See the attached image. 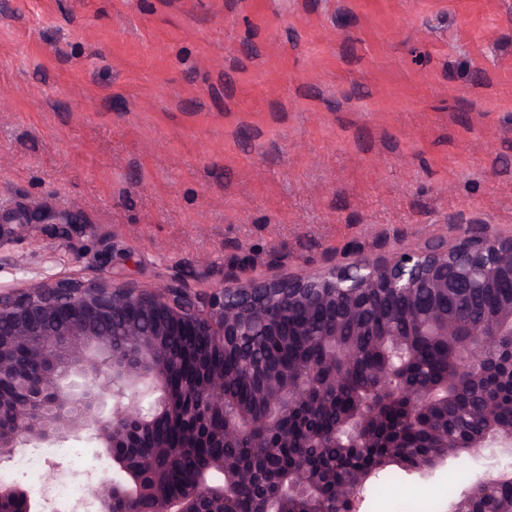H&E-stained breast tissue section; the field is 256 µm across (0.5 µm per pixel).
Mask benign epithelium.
Segmentation results:
<instances>
[{
	"label": "benign epithelium",
	"mask_w": 512,
	"mask_h": 512,
	"mask_svg": "<svg viewBox=\"0 0 512 512\" xmlns=\"http://www.w3.org/2000/svg\"><path fill=\"white\" fill-rule=\"evenodd\" d=\"M26 219L0 224V240L32 223L56 225L63 240L84 229L78 214L36 208ZM507 283L512 284V236L472 233L455 243L436 239L421 249L399 250L385 260L356 258L305 276L222 284L207 295L65 275L0 286V460L34 444L59 448L88 430L125 474L118 483L109 477L97 481L96 512H235L233 505L257 489L268 464L211 455L194 487L175 490L147 480L155 458L166 448H222L254 437L258 425L279 433V448L382 447L372 426L375 402L384 395L380 386L343 414L329 438L311 427L297 441L282 429L311 398L339 393L342 375L359 356L347 336H374V350L396 356L385 375L424 413L448 410L457 386L474 388L482 428L467 448H511L512 422L501 419L477 361L482 352L512 340V296L501 298L497 311L475 325L445 317L440 309L446 298L482 295ZM393 296L408 305L391 308ZM290 308L305 316L324 314V356L319 363L297 360L284 373L252 360L239 336L303 335L284 319ZM419 338L448 344L455 365L451 377L424 385L406 381L403 369ZM233 346L247 360L248 379L263 389L267 404L260 417L227 399V376L211 361ZM139 384L153 392L152 412L128 416L125 409L135 407ZM425 432L426 447L440 452L409 463L419 473L460 451L444 421L431 419ZM275 480L281 493L259 512H295L297 501L324 498L325 482L304 456ZM362 481L357 473L351 484L336 487V512L344 504L356 512ZM499 488L500 479H488L465 492L451 512H485L476 504L497 499ZM38 509L26 490L0 485V512Z\"/></svg>",
	"instance_id": "obj_1"
}]
</instances>
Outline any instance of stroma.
Listing matches in <instances>:
<instances>
[{
    "instance_id": "obj_1",
    "label": "stroma",
    "mask_w": 512,
    "mask_h": 512,
    "mask_svg": "<svg viewBox=\"0 0 512 512\" xmlns=\"http://www.w3.org/2000/svg\"><path fill=\"white\" fill-rule=\"evenodd\" d=\"M0 284L113 277L211 292L473 227L512 236V0H11L0 15ZM57 460L92 497L112 460ZM512 450L404 472L360 512L428 502ZM26 219L30 223L36 224H55L57 226L58 235L62 240H70L75 235L81 233L85 224L78 214H68L56 216L52 212L43 208H36L26 215Z\"/></svg>"
}]
</instances>
